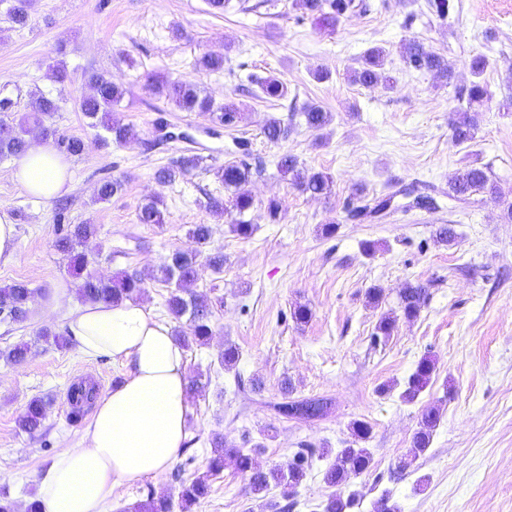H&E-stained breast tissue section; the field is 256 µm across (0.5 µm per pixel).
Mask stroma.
Wrapping results in <instances>:
<instances>
[{"label": "stroma", "mask_w": 512, "mask_h": 512, "mask_svg": "<svg viewBox=\"0 0 512 512\" xmlns=\"http://www.w3.org/2000/svg\"><path fill=\"white\" fill-rule=\"evenodd\" d=\"M366 2L367 12L321 29L300 0H230L221 13L207 0H35L28 25L15 28L0 0V98L12 101L0 120L30 111L31 94L39 91L60 105L51 125L84 143L69 159L70 189L58 200L27 194L10 176L12 158H0V213L13 219L18 248L16 262L0 263V286L23 281L36 291L24 323L0 322V499L13 502L16 512H28L44 472L78 446L91 420L87 414L71 420L70 386L89 382L103 396L125 375L122 365L86 359L74 344L59 348L37 339L44 328L64 333L66 314L81 304L80 280L55 246L63 201L66 223L97 227L83 246L88 272L106 281L141 276L139 302L157 318L168 319L171 292L160 269L173 250L195 249L194 225H211L205 250L224 255L222 271L200 264L195 284L213 305V335L185 352L194 384L193 443L159 478L118 489L107 512H125L150 494L178 498L205 471L218 434L251 450L265 470L286 467L301 445L327 449L313 461L294 509L322 512L334 492L324 472L336 449L353 443L357 420L371 427L365 445L373 463L342 487L357 496L353 512H370L385 492L399 512H512V221L504 216L512 202V0H457L444 20L428 14L426 0ZM413 38L448 60L454 83L407 68L400 47ZM374 46L389 53L393 87L352 80ZM206 54L223 56V69H203ZM479 54L490 62L484 79L491 99L475 139L458 145L450 128L458 107L454 86L469 82L470 60ZM57 60L69 72L62 84L48 75ZM91 69L111 73L125 88L115 112L133 126L135 139L118 144L88 126L79 103L91 93L84 80ZM318 70L328 79L316 80ZM268 75L287 83L286 99L255 96V78ZM157 78L195 85L219 106L239 104L244 116L236 128L215 127L155 95L150 85ZM309 103L331 115L321 130L307 129L297 114ZM161 116L189 140L156 142ZM271 118L288 124L287 139L265 137ZM236 140L248 141L264 161L251 184L254 205L246 218L254 231L246 238L234 232L232 215L209 207L228 198L213 170L236 161ZM286 153L329 173L331 192L313 196L292 185L277 169ZM184 154L203 161L158 183L156 172ZM469 165L489 167L497 194L445 198L437 212L399 209L374 223L345 217L344 203L356 190L372 195L407 184L440 190ZM104 179L122 180L124 189L100 202L94 189ZM150 198L161 199L165 224L138 223V208ZM272 198L281 204L273 221L265 209ZM327 224L335 225L334 235L323 234ZM444 224L456 233L453 243L436 238ZM59 281L68 290L54 304ZM409 282L427 286L425 305L416 318L398 319L387 342L372 344L381 315L397 310ZM371 288L380 290L379 304L369 303ZM298 304L310 308L308 322L291 319ZM20 341L32 345L25 361L6 360L5 351ZM228 342L240 351L230 372L220 365ZM427 355L435 361L429 386L403 401L409 376ZM239 377L260 380V389L238 390ZM286 382L294 397L332 398V414L321 421L277 418L268 405L281 400ZM35 397L44 400L46 417L29 434L18 421ZM432 408L440 422L428 450L400 470ZM210 484L192 512H266L233 466Z\"/></svg>", "instance_id": "1"}]
</instances>
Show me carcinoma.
Returning <instances> with one entry per match:
<instances>
[{
	"label": "carcinoma",
	"instance_id": "carcinoma-1",
	"mask_svg": "<svg viewBox=\"0 0 512 512\" xmlns=\"http://www.w3.org/2000/svg\"><path fill=\"white\" fill-rule=\"evenodd\" d=\"M307 13L324 26H334L348 13L366 12L369 5L365 0H301ZM429 12L444 20L456 8V0H427ZM387 53L384 49L373 47L363 56L361 68L353 74V81L370 86L378 82L391 81L385 65ZM401 58L411 69L416 71L435 72L442 78L453 83L455 75L452 68L442 56L427 49L417 40L410 39L401 47ZM489 66L488 58L477 55L470 62L472 79L467 84L455 86L456 97L466 102V108L457 111V118L451 124L452 139L457 144L470 142L480 123V114L490 100L488 86L483 78ZM88 84L96 88L93 96L80 102V110L91 127H102L112 140L121 143L135 137V131L114 115V106L124 95L123 88L98 71H90L85 75ZM260 94L266 98L281 100L288 96V85L276 76L256 79ZM155 94L171 101L183 112H198L209 116L211 122L224 128H233L242 119V112L234 104L215 105L214 101L193 85L180 82H156L152 84ZM58 103L49 97L39 95L35 101V113L24 117L16 123L0 122V157L16 156L28 148V137L37 129L45 139L57 142V145L70 155H78L83 151V141L78 137L58 135L56 128L44 124V118L59 111ZM304 124L311 130H319L329 121L328 112L316 103H309L301 110ZM264 134L270 141H278L288 136V126L280 120L272 118L264 126ZM201 157L182 155L171 167L161 168L156 177L161 182H172L198 167ZM277 167L287 176L292 184L301 191L312 195H322L331 190L332 178L326 172H310L299 165L297 158L290 154L280 157ZM263 162L252 164L244 159L222 165L215 169V177L229 192L228 200L210 202L213 211L218 214L236 213L233 231L247 238L253 232V225L243 220V216L254 204L250 190L253 174L260 172ZM495 190L488 168L483 166L466 167L448 185V198L464 201L474 192ZM409 198L408 208L434 211L440 208L437 196L420 192L403 193ZM397 193H387L369 197L358 190L344 204L346 219L352 222L380 221L392 210L398 208ZM140 224L164 223L163 212L159 203L149 200L143 203L137 213ZM92 224H68L58 227L56 239L57 249L69 261L70 268L79 275L87 268L88 260L84 252L79 250L89 238L95 235ZM199 252L174 251L162 269L163 281L171 285L167 299L169 314L176 320L187 318L190 323L191 335L183 338L185 347L193 344H208L212 336L211 321L212 305L204 297L193 291L197 281ZM143 292V280L136 274H125L117 280L106 282L91 274L86 275L79 288L81 298L86 301H111L113 303L134 300ZM35 290L24 283H14L0 288V317L11 323L25 322L30 313V302ZM428 298V289L421 283H409L402 289L398 308L401 314L409 319L417 316ZM397 323V316L388 313L380 317L373 335V343L379 344L390 338ZM435 370V361L430 356L421 358L414 372L410 375L407 387L402 396L413 400L429 385ZM96 398V390L92 387L77 386L71 390L68 400L72 406V414L78 416L84 408L90 406ZM274 414L281 419L317 420L326 417L332 408V400L327 397L293 398L283 393L280 401L270 405ZM46 404L35 397L29 401L19 426L28 433L40 429L45 419ZM439 412L431 409L423 414L420 427L413 436L412 448L408 457L400 465L405 470L429 447L433 429L439 422ZM212 454L208 460L207 471L183 486L180 492V512H190L193 505L206 498L211 490L210 477L224 470L226 463H233L235 469L247 479V494L253 498L266 500L270 512H290L295 505V497L302 485L308 469L311 467L316 449L304 447L298 449L285 468L263 470L254 464L251 454L228 441L216 436L211 440ZM372 464L369 449L353 446L342 448L336 454L335 462L324 472V481L332 487H341L352 474L368 471ZM279 489L280 499L268 500L270 490ZM355 501L354 495L343 497L335 494L328 498L324 512H348ZM174 504L165 497H147L130 507V512H173Z\"/></svg>",
	"mask_w": 512,
	"mask_h": 512
}]
</instances>
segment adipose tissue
Returning a JSON list of instances; mask_svg holds the SVG:
<instances>
[{
	"label": "adipose tissue",
	"instance_id": "obj_1",
	"mask_svg": "<svg viewBox=\"0 0 512 512\" xmlns=\"http://www.w3.org/2000/svg\"><path fill=\"white\" fill-rule=\"evenodd\" d=\"M11 176L51 200L68 191L70 165L45 143L17 157ZM65 327L82 355L110 358L127 372L98 402L79 447L50 464L38 502L41 512H104L117 489L158 477L176 460L191 412L185 354L170 323L131 301L86 303L67 314Z\"/></svg>",
	"mask_w": 512,
	"mask_h": 512
}]
</instances>
